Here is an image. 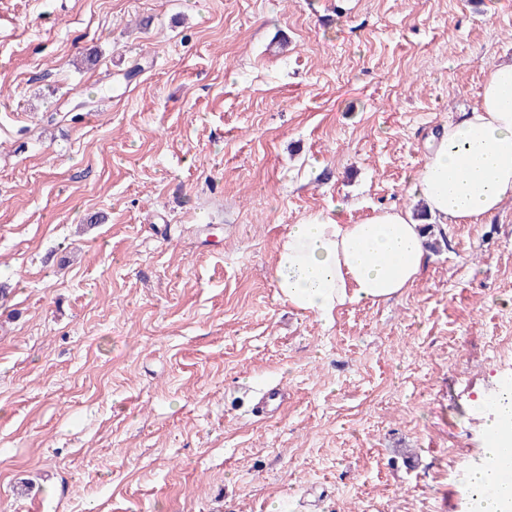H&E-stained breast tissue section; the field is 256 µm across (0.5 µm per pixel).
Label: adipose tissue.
<instances>
[{"label":"adipose tissue","mask_w":512,"mask_h":512,"mask_svg":"<svg viewBox=\"0 0 512 512\" xmlns=\"http://www.w3.org/2000/svg\"><path fill=\"white\" fill-rule=\"evenodd\" d=\"M411 189L437 224H472L512 201V61L492 67L478 104L442 131ZM426 264L422 230L406 210L376 209L355 224L319 211L290 225L272 276L282 302L328 321L343 306L398 296ZM485 431L493 443L459 477L468 512H512V468L503 463L512 450L511 386L493 398Z\"/></svg>","instance_id":"adipose-tissue-1"}]
</instances>
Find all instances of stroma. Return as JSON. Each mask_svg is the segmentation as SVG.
Wrapping results in <instances>:
<instances>
[{"instance_id": "35a3bbf8", "label": "stroma", "mask_w": 512, "mask_h": 512, "mask_svg": "<svg viewBox=\"0 0 512 512\" xmlns=\"http://www.w3.org/2000/svg\"><path fill=\"white\" fill-rule=\"evenodd\" d=\"M505 59L512 0H0V512H464L512 201L328 322L272 267L310 213L416 212ZM288 400V391L280 385L273 386L264 390L258 402L254 406V411L260 416H272Z\"/></svg>"}]
</instances>
